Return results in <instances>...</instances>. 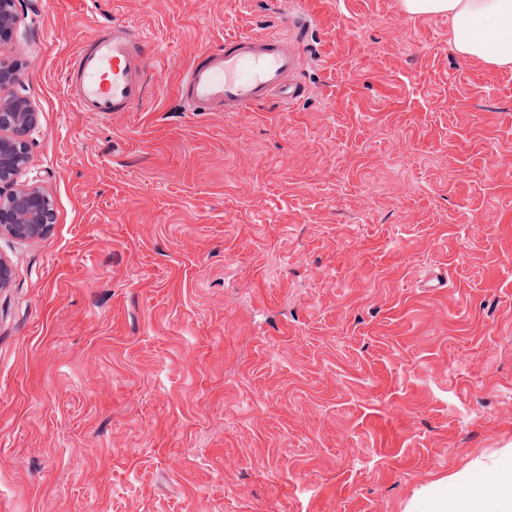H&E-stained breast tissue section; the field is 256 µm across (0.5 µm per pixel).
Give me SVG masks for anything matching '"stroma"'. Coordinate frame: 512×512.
<instances>
[{
	"label": "stroma",
	"mask_w": 512,
	"mask_h": 512,
	"mask_svg": "<svg viewBox=\"0 0 512 512\" xmlns=\"http://www.w3.org/2000/svg\"><path fill=\"white\" fill-rule=\"evenodd\" d=\"M306 46L301 100L185 111L225 37ZM143 28L147 94L78 111L73 55ZM400 0H23L38 114L0 238V512H411L512 448V68Z\"/></svg>",
	"instance_id": "35a3bbf8"
}]
</instances>
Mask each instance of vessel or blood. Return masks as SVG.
<instances>
[{"label":"vessel or blood","instance_id":"1","mask_svg":"<svg viewBox=\"0 0 512 512\" xmlns=\"http://www.w3.org/2000/svg\"><path fill=\"white\" fill-rule=\"evenodd\" d=\"M144 31L125 23L96 36L77 57L67 80L81 112H129L145 96ZM305 51L301 39L280 34H240L203 52L186 70L180 93L190 111L227 112L272 100L290 104L305 92L297 77Z\"/></svg>","mask_w":512,"mask_h":512}]
</instances>
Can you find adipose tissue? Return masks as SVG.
Masks as SVG:
<instances>
[{"label":"adipose tissue","instance_id":"obj_1","mask_svg":"<svg viewBox=\"0 0 512 512\" xmlns=\"http://www.w3.org/2000/svg\"><path fill=\"white\" fill-rule=\"evenodd\" d=\"M411 14L444 15L450 43L464 58L512 66V0H401ZM413 512H512V449L486 464L475 462L430 490Z\"/></svg>","mask_w":512,"mask_h":512}]
</instances>
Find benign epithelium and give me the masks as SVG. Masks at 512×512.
<instances>
[{
	"label": "benign epithelium",
	"mask_w": 512,
	"mask_h": 512,
	"mask_svg": "<svg viewBox=\"0 0 512 512\" xmlns=\"http://www.w3.org/2000/svg\"><path fill=\"white\" fill-rule=\"evenodd\" d=\"M19 0H0V42L12 38ZM14 65L0 62V91L20 82ZM38 123V113L19 96H0V238L19 241L40 239L55 225V211L48 193L37 186L18 183L29 166V134Z\"/></svg>",
	"instance_id": "benign-epithelium-1"
}]
</instances>
